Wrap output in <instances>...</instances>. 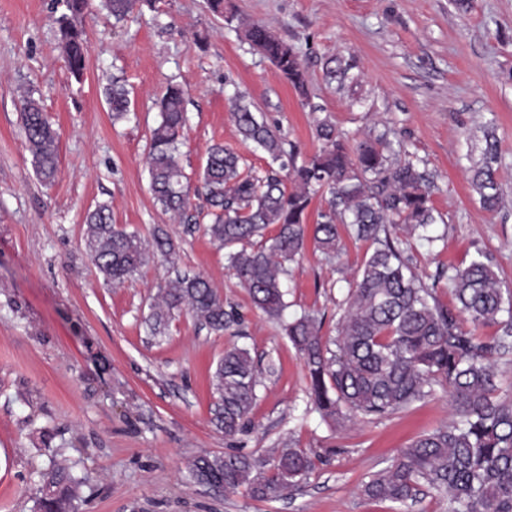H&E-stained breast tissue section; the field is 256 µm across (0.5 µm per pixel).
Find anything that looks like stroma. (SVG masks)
<instances>
[{
  "mask_svg": "<svg viewBox=\"0 0 512 512\" xmlns=\"http://www.w3.org/2000/svg\"><path fill=\"white\" fill-rule=\"evenodd\" d=\"M99 4L89 0L76 19L89 44L77 79L60 44L58 0H0V512H38L42 474L61 464L81 481L77 512H397L361 484L398 448L451 419L447 389L386 417L322 420L281 323L254 307L202 225L174 221L155 205L146 169L155 102L168 83L186 91L179 153L197 206L211 143L266 166L229 118L235 93L302 159L320 147L318 117L352 139L392 131L433 175L445 219L435 248L409 240L414 271L429 282L482 253L512 289V0H474L466 13L454 0H226V12L298 48L305 106L207 0H166L162 11L145 8L117 25ZM331 58L346 67L343 81L327 76ZM116 79L131 99L118 121L106 97ZM25 92L57 132L58 175L49 184L37 177L22 132ZM488 128L499 142L503 193L494 212L480 207L467 158ZM101 203L117 227L142 238L164 229L177 270L152 258L123 284H106L84 243L86 217ZM367 250L346 237L328 262L307 248L284 281L288 316L318 313L322 336H335ZM177 271L211 281L238 322L215 333L183 310L163 340L153 339L150 306ZM232 347L262 365L275 360L278 370L262 378L248 431L227 439L210 422L211 381ZM287 443L320 459L300 490L279 499H254L243 486L218 493L189 477L201 453L264 459Z\"/></svg>",
  "mask_w": 512,
  "mask_h": 512,
  "instance_id": "stroma-1",
  "label": "stroma"
}]
</instances>
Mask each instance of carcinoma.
<instances>
[{
  "mask_svg": "<svg viewBox=\"0 0 512 512\" xmlns=\"http://www.w3.org/2000/svg\"><path fill=\"white\" fill-rule=\"evenodd\" d=\"M121 22L137 7L160 9L161 0H101ZM57 19L65 61L79 77L88 51L83 30L72 18L87 0H63ZM249 45L269 60L307 105V72L295 46L277 38L264 25H243ZM107 102L115 119L130 112L129 92L112 80ZM230 115L245 144L268 156L266 168L244 167L240 153L222 143L206 150L200 173L208 219L204 232L225 249L227 267L247 290L252 303L269 318L280 320L288 309L283 279L289 266L305 253L307 239L325 259L339 256L341 233L370 244L359 276L350 289L337 322L336 336L320 335L322 319L302 313L284 330L308 371L310 396L325 420L340 425L356 416L384 417L405 410L448 385L454 418L400 449L388 465L371 473L365 495L400 507L434 492L448 501V512H512V399L500 395L497 359L512 344V291L501 288L489 261L472 260L448 275L454 304L440 302L435 286L413 271L404 239L428 246L443 240L444 223L432 200L430 175L419 163L396 159L386 136L366 138L352 146L328 119L315 120L320 148L297 163L294 145L272 130L252 110L245 96L229 99ZM160 120L152 130L146 165L156 205L165 214L186 217L192 207L186 176L179 162L185 124V91L168 86L158 102ZM20 119L32 165L43 181L57 175V133L35 99L20 101ZM485 147L472 166V186L482 207L497 210L502 192L494 175L497 141L484 131ZM326 205L314 224H307L314 195ZM274 234H268L269 228ZM86 247L107 282L123 283L135 275L149 254L176 265L177 251L166 232L152 239L112 224L107 204L86 219ZM187 309L215 332L235 321L224 298L200 275L177 276L161 289L148 316L153 337H164L174 312ZM469 325H464V322ZM497 324L499 336H483L480 328ZM261 370L242 348L224 352L213 374L218 396L211 423L233 438L247 427L257 400ZM315 466L311 452L286 445L267 463L240 451L207 453L189 468L198 483L211 481L216 491L246 487L259 500H273L300 488ZM78 484L57 466L45 476L40 512H75Z\"/></svg>",
  "mask_w": 512,
  "mask_h": 512,
  "instance_id": "carcinoma-1",
  "label": "carcinoma"
}]
</instances>
